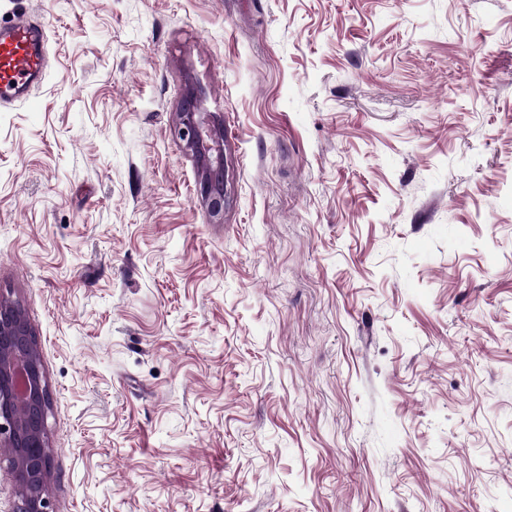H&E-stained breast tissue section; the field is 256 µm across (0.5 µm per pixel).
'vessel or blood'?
I'll list each match as a JSON object with an SVG mask.
<instances>
[{"label": "vessel or blood", "instance_id": "1", "mask_svg": "<svg viewBox=\"0 0 512 512\" xmlns=\"http://www.w3.org/2000/svg\"><path fill=\"white\" fill-rule=\"evenodd\" d=\"M46 28L16 15L0 24V103L26 100L45 78Z\"/></svg>", "mask_w": 512, "mask_h": 512}]
</instances>
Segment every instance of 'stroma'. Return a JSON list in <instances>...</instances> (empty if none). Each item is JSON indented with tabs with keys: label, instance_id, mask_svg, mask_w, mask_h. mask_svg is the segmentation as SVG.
<instances>
[{
	"label": "stroma",
	"instance_id": "1",
	"mask_svg": "<svg viewBox=\"0 0 512 512\" xmlns=\"http://www.w3.org/2000/svg\"><path fill=\"white\" fill-rule=\"evenodd\" d=\"M20 9L49 42L0 105V290L53 512H512V0ZM173 133L194 162L197 192L210 216L224 220L227 203L224 188V119L220 113L205 112L198 89L188 81Z\"/></svg>",
	"mask_w": 512,
	"mask_h": 512
}]
</instances>
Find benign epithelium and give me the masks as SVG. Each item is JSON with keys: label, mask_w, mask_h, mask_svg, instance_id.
I'll list each match as a JSON object with an SVG mask.
<instances>
[{"label": "benign epithelium", "mask_w": 512, "mask_h": 512, "mask_svg": "<svg viewBox=\"0 0 512 512\" xmlns=\"http://www.w3.org/2000/svg\"><path fill=\"white\" fill-rule=\"evenodd\" d=\"M173 133L194 162L197 192L210 216L224 222V119L207 112L191 83ZM49 384L37 333L20 302L0 292V447L16 488L12 512H51Z\"/></svg>", "instance_id": "7a95c632"}]
</instances>
